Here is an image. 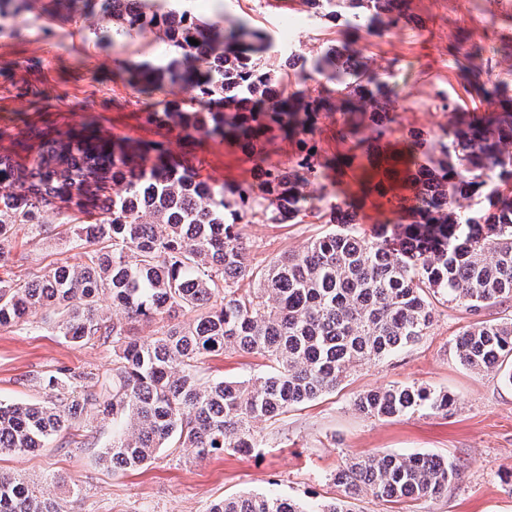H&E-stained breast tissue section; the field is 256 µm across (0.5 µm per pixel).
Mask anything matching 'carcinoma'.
<instances>
[{"mask_svg": "<svg viewBox=\"0 0 512 512\" xmlns=\"http://www.w3.org/2000/svg\"><path fill=\"white\" fill-rule=\"evenodd\" d=\"M35 0H0V18ZM310 11L355 29L418 26L403 0H304ZM112 41L152 33L168 59L129 64L147 119L186 137H220L245 149L264 177L255 185L212 186L196 163L158 143H101L86 127L29 128L37 150L23 164L0 157V267L12 261L16 231L40 243L52 236L43 213L70 204V250L77 262L30 279L0 278V328H23L40 309L55 315L72 345L112 347V373L63 368L34 376L39 402H0V454L86 448L94 436L61 438L86 418L112 422V442L98 462L114 470L150 464L159 451L198 458L257 447L253 424L273 419L336 389L348 371L418 343L437 304L472 314L512 300V110L473 114L444 136L412 132L401 149L389 137L390 89L353 47L331 44L311 70L315 84L288 92L285 74L263 59L265 32L243 23L203 22L154 0H101ZM195 39L193 45L189 39ZM191 92L181 102L156 101L165 86ZM342 111L349 153L324 158L312 137L319 118ZM369 120L380 149L357 138ZM295 139L290 165L266 150L270 134ZM362 168L364 196L396 218L390 232L366 236L352 196L327 199V173ZM288 209H283V194ZM352 211L340 224L336 212ZM261 214L270 224L315 214L338 229L288 253L268 268L249 267L237 224ZM250 278L255 288H242ZM106 296L124 310L107 316ZM168 321L150 339L135 323ZM468 369L501 372L512 385V321L477 320L455 339ZM226 351L258 355L269 370L248 380L205 381L199 364ZM452 399L415 385L358 397L356 409L391 418L420 410L446 413ZM455 466L430 454H372L336 474L347 498L303 504L273 495H245L209 512H352L350 499L370 494L388 502L442 494ZM67 497H49L20 475L0 474V512H66L79 487L57 480Z\"/></svg>", "mask_w": 512, "mask_h": 512, "instance_id": "1", "label": "carcinoma"}]
</instances>
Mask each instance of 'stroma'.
Segmentation results:
<instances>
[{
    "label": "stroma",
    "mask_w": 512,
    "mask_h": 512,
    "mask_svg": "<svg viewBox=\"0 0 512 512\" xmlns=\"http://www.w3.org/2000/svg\"><path fill=\"white\" fill-rule=\"evenodd\" d=\"M180 10L199 19L248 21L272 40L289 39L307 59L330 44L361 49L371 69L396 94L390 114L393 137L410 130L440 133L450 100L459 111L498 110L512 99V0H407L419 27L400 26L370 36L309 12L302 0H179ZM153 35L112 42L100 7L90 18L66 13L22 14L0 19V155L25 163L15 147L29 127L94 124L105 142L119 138L160 142L173 152L196 156L201 180L226 187L253 181V163L221 139H187L168 126L146 120L126 64H160ZM342 188L360 199L361 232L381 230L389 218L373 197H362L359 169L347 171ZM248 262L259 270L286 253L303 251L327 232L317 218L300 224H269L256 216L242 222ZM66 239L33 245L18 237L10 266L15 274L41 275L71 260ZM512 317V306L493 305L471 314L453 304L438 306L422 340L376 362L353 368L345 381L314 402L254 425L259 450L205 460L160 452L152 464L125 472L99 465L97 455L112 439L111 426L83 421L95 443L87 448L50 446L0 457V472L22 474L38 488L54 475L76 483L81 494L69 512H207L227 497L266 494L306 502L342 496L332 477L347 459L372 453H426L447 458L457 469L447 492L416 501L387 503L372 496L356 501L355 512H512V385L493 371L464 367L455 355L457 334L475 319ZM112 371L110 348L66 343L42 314L26 328H0V401H36L32 376L59 367ZM263 358L240 352L206 360L209 379L246 380L265 372ZM415 384L454 396L447 414L427 410L378 420L359 414L355 398L388 385Z\"/></svg>",
    "instance_id": "obj_1"
}]
</instances>
